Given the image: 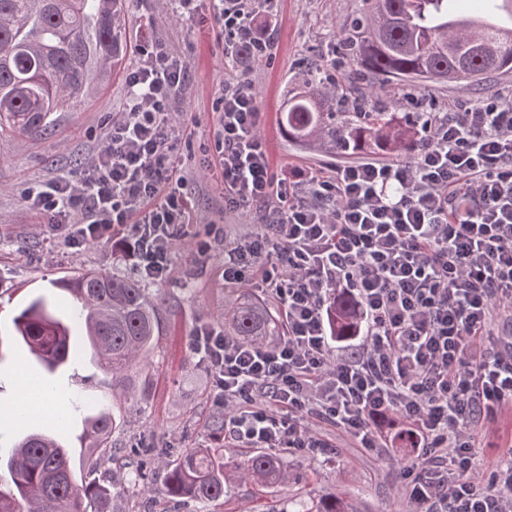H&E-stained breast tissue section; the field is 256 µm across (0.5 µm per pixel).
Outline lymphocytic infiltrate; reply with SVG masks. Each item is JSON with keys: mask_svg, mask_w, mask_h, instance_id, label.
Instances as JSON below:
<instances>
[{"mask_svg": "<svg viewBox=\"0 0 512 512\" xmlns=\"http://www.w3.org/2000/svg\"><path fill=\"white\" fill-rule=\"evenodd\" d=\"M200 20L209 5L224 28V63L265 56L260 0H170ZM126 101L77 168L28 188L30 208L75 245L123 228L141 275L162 278L179 230L181 125L172 104L189 90L187 65L158 41L137 44ZM211 164L224 206H263L275 221L224 249V282L274 295L287 333L244 344L199 333L194 348L217 378L224 436L250 448L326 442L294 422L326 420L373 449L399 416L413 456V512H512V451L476 470L485 423L512 408V107L489 102L430 115L411 159L363 161L317 177L275 172L250 84L224 82ZM353 302L349 353L332 357L330 292Z\"/></svg>", "mask_w": 512, "mask_h": 512, "instance_id": "f902f5d3", "label": "lymphocytic infiltrate"}]
</instances>
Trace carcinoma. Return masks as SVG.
<instances>
[{
	"label": "carcinoma",
	"mask_w": 512,
	"mask_h": 512,
	"mask_svg": "<svg viewBox=\"0 0 512 512\" xmlns=\"http://www.w3.org/2000/svg\"><path fill=\"white\" fill-rule=\"evenodd\" d=\"M458 0H374L343 46L372 76L383 82H477L512 70V26L478 18L451 22ZM124 0H0V128L28 135L47 134L53 112H70L122 65L126 40ZM333 97L317 83L288 98L279 126L288 140L317 147L325 141L355 152L384 154L407 150L418 134V117L404 125L393 114L333 112ZM77 299L68 321L43 300L14 318L20 339L48 370L81 353L111 374L112 390L139 402L146 391L136 366L154 348L161 308L139 281L101 270H86L58 282ZM348 299H330L339 334L353 326ZM284 334L269 309L240 291L224 308V335L262 343ZM87 475L73 480L62 432H34L9 449L8 471L15 491L0 490V512H110L116 494L151 497L156 469L145 451L130 449L131 466L119 479L104 480L99 470L112 460L105 438L122 422L119 412L101 411L87 419ZM290 480L283 451L271 448L240 458L224 456V446L189 448L167 467L160 491L171 499L204 507L230 498L236 482L260 495ZM289 512H351L345 493L290 498Z\"/></svg>",
	"instance_id": "1"
}]
</instances>
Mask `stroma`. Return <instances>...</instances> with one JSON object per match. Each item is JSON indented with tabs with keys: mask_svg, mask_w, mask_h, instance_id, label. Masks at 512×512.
I'll use <instances>...</instances> for the list:
<instances>
[{
	"mask_svg": "<svg viewBox=\"0 0 512 512\" xmlns=\"http://www.w3.org/2000/svg\"><path fill=\"white\" fill-rule=\"evenodd\" d=\"M367 7L366 0H267L263 6L273 21L266 38L268 54L261 60L245 59L237 74L257 93L264 135L273 166L285 172L299 166L322 176L336 166L357 161L355 153L333 145L304 150L285 140L278 114L289 92L306 83L309 65L331 75L341 88L359 86L368 97L396 103L397 115L407 112H466L474 102L498 101L512 105V72L495 74L473 83L427 82L416 87L403 82L380 86L360 75L356 61L346 55L341 40L352 20ZM125 35L129 43L164 41L188 65L187 96L175 100L182 113L184 135L178 146L185 159L184 193L193 204L192 222L175 241L167 278L146 281L161 303L163 321L154 350L143 373L149 381L145 400L130 406L112 393V378L89 356L55 371H42L21 340L14 335L13 318L36 298L44 299L55 314L68 312L71 294L57 280L81 269H101L138 276L134 260L123 255L115 242L74 247L46 224L25 200L26 190L41 181L80 165L103 140L119 118L125 99L122 74H115L92 98L74 111L56 113L47 135L40 138L0 131V412L12 408L19 388V365L39 370L42 381L63 397L81 395L85 409L66 412L63 430L70 450L75 479L86 473L79 437L89 409H115L127 423L111 438L113 460L108 471H125L127 450L142 443L164 450L166 462H176L187 448L223 444L225 455L241 453L240 444L224 440L212 420L223 413L216 401V376L193 349L198 333L224 331V301L232 292L224 283V245L265 223L264 209L229 211L213 174L201 170L204 156L212 154L219 128L216 110L224 74V32L215 21L201 26L179 22L169 0H128ZM208 241V251L197 244ZM313 429L329 443L314 453L288 449L285 458L291 479L279 486L269 505L278 512L287 497L315 496L344 490L355 512H411L404 495L409 478L405 467L410 450L398 440L404 425L391 418L385 427L387 445L373 451L357 447L345 433L326 421Z\"/></svg>",
	"mask_w": 512,
	"mask_h": 512,
	"instance_id": "obj_1",
	"label": "stroma"
}]
</instances>
